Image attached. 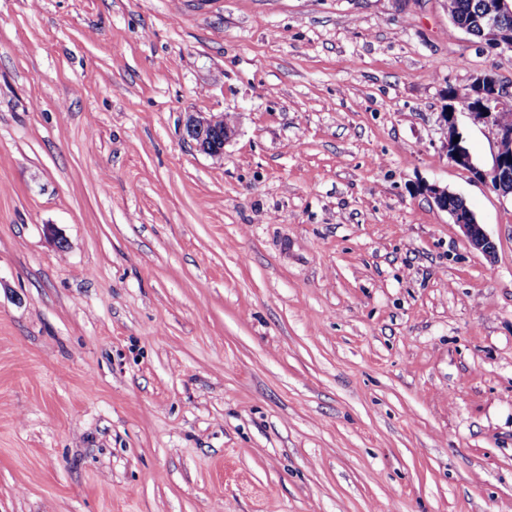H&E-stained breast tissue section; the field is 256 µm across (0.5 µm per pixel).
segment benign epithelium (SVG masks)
Returning <instances> with one entry per match:
<instances>
[{"label": "benign epithelium", "instance_id": "obj_1", "mask_svg": "<svg viewBox=\"0 0 512 512\" xmlns=\"http://www.w3.org/2000/svg\"><path fill=\"white\" fill-rule=\"evenodd\" d=\"M510 17L512 18V0H480L473 26L480 30L481 40L488 49L495 52H512V30L508 29L505 23ZM469 89L475 97V110L468 113V116L494 135L497 151L490 170L485 172L476 167L469 151L460 143L454 142V138L458 137V115L449 110L440 113V123L445 130L444 145L448 159L482 179H495L493 188L503 197H512V150H505L506 144L512 145V132L503 129L498 122V112L512 106V91L491 73L476 76ZM186 133L195 141L201 152L211 157H221L224 155V145L235 134V128L227 122L222 113L208 116L191 113L186 121ZM429 192L437 206L449 211L454 223L462 227L473 249L486 256L495 252L494 242L476 223L472 213L448 210L450 192L436 186L430 188Z\"/></svg>", "mask_w": 512, "mask_h": 512}]
</instances>
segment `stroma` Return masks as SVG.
<instances>
[{
    "label": "stroma",
    "mask_w": 512,
    "mask_h": 512,
    "mask_svg": "<svg viewBox=\"0 0 512 512\" xmlns=\"http://www.w3.org/2000/svg\"><path fill=\"white\" fill-rule=\"evenodd\" d=\"M485 72L444 0H0V512H512ZM471 94L475 97V110L472 108V101L467 88H461L457 94L455 103L460 112L467 114L474 123L481 124L487 128L495 137L497 151L494 154L493 164L488 171H482L472 162V157L467 149L460 145V142L453 143L458 137V112H453L448 107L447 112H440V123L445 132L444 145L448 158L458 166L466 168L482 179L494 178L493 188L503 197L512 200V149L506 152L505 145L512 147V132L504 130L498 122V112L509 108L512 105V91L510 87L501 84L491 73L476 76L468 86ZM501 121L507 127L512 128V108L501 112ZM190 113L186 121L187 136L196 147L211 157H221L224 145L234 136L235 128L224 118V113L203 116ZM429 192L433 195L434 201L437 206L445 211H448L455 224H458L464 230L470 246L483 253L486 256H491L495 252L494 242L484 233L483 229L479 224L476 223L471 210L465 205V203L454 196L448 190L440 189L439 187H431ZM451 209H468L469 212H463L462 210L453 211Z\"/></svg>",
    "instance_id": "obj_1"
}]
</instances>
